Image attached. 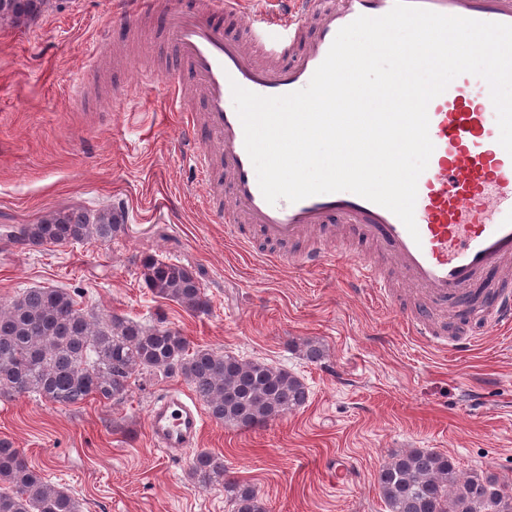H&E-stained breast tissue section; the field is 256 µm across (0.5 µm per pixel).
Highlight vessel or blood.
Wrapping results in <instances>:
<instances>
[{"mask_svg":"<svg viewBox=\"0 0 512 512\" xmlns=\"http://www.w3.org/2000/svg\"><path fill=\"white\" fill-rule=\"evenodd\" d=\"M286 12L245 11L244 0H206L204 6L177 9L168 27L180 72L169 74L168 107L182 113L187 152L206 180L204 199L217 205L232 200L224 234L242 248L250 238L241 225L255 228L265 243L264 260L313 270L327 260L337 225L375 243L419 301L402 318L415 337L434 347L444 344L435 313L461 305L473 287L489 283L492 293L477 316L486 330L512 329V155L499 144L496 110L487 83L462 74L428 105L434 151L417 183L414 209L418 237H411L388 209L348 191L314 195L297 202L268 203L244 146V132L232 97V84L262 96L305 88L325 59L337 32L358 16L379 17L395 0H285ZM446 15L512 25V0H417ZM189 74L206 100L191 109L182 74ZM208 144H201L199 130ZM219 147L223 183L209 179V143ZM312 228L325 230L316 247L294 253L287 246ZM359 283L373 285L391 304V282L370 261L355 267ZM206 425L200 405L177 393L156 399L148 416L154 446L176 454L196 447Z\"/></svg>","mask_w":512,"mask_h":512,"instance_id":"1","label":"vessel or blood"}]
</instances>
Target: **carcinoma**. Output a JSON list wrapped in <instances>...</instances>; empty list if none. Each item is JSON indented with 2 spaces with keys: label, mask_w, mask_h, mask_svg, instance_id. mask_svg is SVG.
Here are the masks:
<instances>
[{
  "label": "carcinoma",
  "mask_w": 512,
  "mask_h": 512,
  "mask_svg": "<svg viewBox=\"0 0 512 512\" xmlns=\"http://www.w3.org/2000/svg\"><path fill=\"white\" fill-rule=\"evenodd\" d=\"M123 225L112 212L95 217L58 211L23 224L15 241L67 245L112 240ZM143 287L191 313L209 308L196 274L153 256L139 260ZM176 370L226 427L248 429L303 407L306 387L261 360H243L190 347L182 333L113 314L96 319L64 288H29L0 305V394H35L54 404L124 400L142 370ZM224 457L199 450L191 477L201 487L221 485L234 512H267L251 485L225 479ZM387 512H512V491L492 474L466 475L453 458L432 450L391 454L376 475ZM0 512H81L73 494L49 484L21 451L0 441Z\"/></svg>",
  "instance_id": "1"
}]
</instances>
